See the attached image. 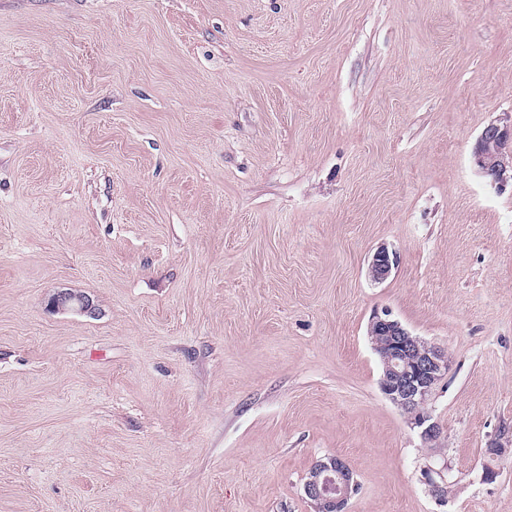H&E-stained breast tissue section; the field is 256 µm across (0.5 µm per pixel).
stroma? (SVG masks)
I'll return each instance as SVG.
<instances>
[{"label": "stroma", "mask_w": 512, "mask_h": 512, "mask_svg": "<svg viewBox=\"0 0 512 512\" xmlns=\"http://www.w3.org/2000/svg\"><path fill=\"white\" fill-rule=\"evenodd\" d=\"M503 112L512 0H0V512H312L332 454L348 512H512ZM385 309L448 354L437 443ZM478 170L495 185L512 184V113L490 122L479 136L473 151ZM395 261L393 252L390 253L387 247H379L369 263V276L374 282H384L390 276ZM51 307L55 310L84 314H92L94 311L93 304L87 296L68 290L57 292L51 299ZM368 336L381 363L380 390L420 430L423 440L438 441L441 429L427 405L448 372L447 352L414 335L388 310L372 317ZM357 481L347 461L329 455L314 461L306 475L303 492L315 509L322 512H345Z\"/></svg>", "instance_id": "1"}]
</instances>
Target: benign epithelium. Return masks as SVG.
Wrapping results in <instances>:
<instances>
[{"mask_svg":"<svg viewBox=\"0 0 512 512\" xmlns=\"http://www.w3.org/2000/svg\"><path fill=\"white\" fill-rule=\"evenodd\" d=\"M478 170L493 184L512 181V113L490 122L479 136L473 151ZM395 262L388 248L379 247L369 263V276L377 283L391 274ZM55 310L91 314V300L68 290L51 299ZM373 350L381 363L379 386L385 397L406 415L410 425L420 430L427 442L440 439L441 429L427 409L437 384L448 372V353L410 332L387 310L375 314L368 326ZM357 481L347 461L329 455L314 461L306 475L303 492L322 512H345Z\"/></svg>","mask_w":512,"mask_h":512,"instance_id":"1","label":"benign epithelium"}]
</instances>
